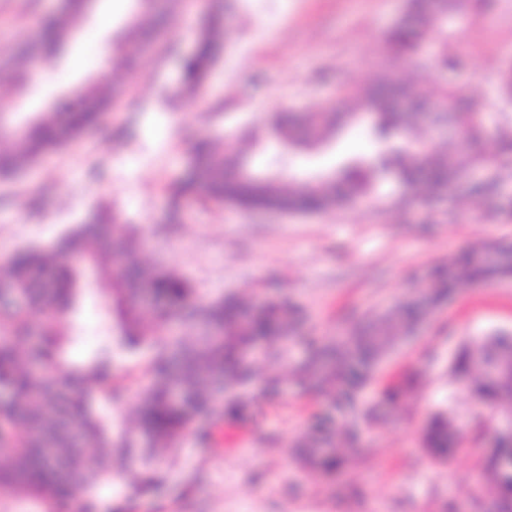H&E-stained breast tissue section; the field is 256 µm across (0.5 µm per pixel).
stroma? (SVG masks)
Instances as JSON below:
<instances>
[{"label": "stroma", "mask_w": 512, "mask_h": 512, "mask_svg": "<svg viewBox=\"0 0 512 512\" xmlns=\"http://www.w3.org/2000/svg\"><path fill=\"white\" fill-rule=\"evenodd\" d=\"M405 3L164 0L153 42L144 48L126 40L133 0H93L81 27L85 41L69 44L61 62L39 65L25 95L0 80V113L19 118L98 77L99 44L138 58L135 72L111 69L116 95L96 125L16 178L0 179V258L29 244L51 246L101 206L141 226L148 237L142 260L162 261L186 278L199 301L228 293L257 301L285 296L303 312L284 360L254 354L248 391L259 401L251 415L184 432L163 467L160 490L135 497L113 479L97 512L122 501L127 512H473V478L486 442L463 441L444 464L420 436L438 410L468 424L471 401L450 364L463 343L512 329V277L455 294L416 337L382 359L360 395L372 416L357 420L358 439L344 450L340 470L310 467L300 455L302 437L336 434L342 416L330 396L300 383L292 369L307 338L336 335L366 313L415 295L420 279L466 248L512 241V161L498 170V193L479 197L460 189L426 206H393L388 186L381 203L321 214L249 212L193 197L181 201L178 216L170 214V187L185 176L199 138L226 153L244 152L254 167L279 172L286 184L369 153L364 121L308 156L281 157L275 142L258 146L248 133L262 129L279 106L314 112L367 87L384 60L380 37L402 17ZM59 6L60 0H0V60L36 38L40 18ZM219 9L223 43L204 82L188 90L179 58ZM107 10L112 25L103 28L98 18ZM444 32L458 70L443 76L410 68L405 77L431 95L447 84L467 93L488 114L479 148L495 153L501 132L512 128V103L501 97V71L512 59V0H464L449 11ZM73 321L79 334L63 349L67 362L105 334L97 291L81 293ZM150 358L147 349L120 358L128 391L109 410L113 426L135 415ZM412 372L422 378L416 394L403 406L388 404L384 389Z\"/></svg>", "instance_id": "obj_1"}]
</instances>
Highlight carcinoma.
I'll use <instances>...</instances> for the list:
<instances>
[{
	"label": "carcinoma",
	"mask_w": 512,
	"mask_h": 512,
	"mask_svg": "<svg viewBox=\"0 0 512 512\" xmlns=\"http://www.w3.org/2000/svg\"><path fill=\"white\" fill-rule=\"evenodd\" d=\"M92 0H62L58 12L40 20L41 33L22 45L4 67L5 78L18 93L31 85L32 63L58 61L78 32L75 22L89 11ZM137 10L128 36L145 41L156 18L154 0H135ZM461 0H407L406 19L381 36L387 54L416 66L423 45L442 32L441 21ZM223 21L210 20L192 52L180 59L182 81L190 88L202 83L214 62L213 47L222 37ZM114 90L102 80H89L56 99L41 112L23 120L0 117V140L11 142L0 150V176L19 174L48 150L81 135L110 107ZM358 109L330 107L300 115L286 108L271 112L264 135L283 145L317 150L328 145L361 116L369 117L374 149L358 158L341 160L328 173L297 178L288 191L277 187L279 175L253 172L239 153L224 155L204 138L195 145V164L174 188L173 200L197 197L252 211L319 213L349 208L379 199L383 184L392 181L411 192L412 201L448 191V184L482 165L487 156L463 153L448 142V155L415 134L420 114L436 109L432 123L461 129L466 136L481 135L478 112L460 89L447 85L434 97L416 92L390 69L358 94ZM141 230L121 222L111 210H100L85 224L63 232L50 249L37 245L19 248L0 274V493L20 489L41 500L45 512H92L100 490L112 480V467L121 466L131 493L154 489L162 480L156 460L169 455L177 437L201 420L244 418L254 398L238 390L252 377L244 351L260 343L273 361L281 360L286 343L295 335L300 311L286 300L256 306L230 295L206 304L193 300V289L162 264L139 261ZM499 261L490 268L473 261L474 247L448 261V274L434 277L430 298H410L394 309L373 314L347 333L328 342L311 339L308 354L295 374L317 390L330 391L341 412L354 408L359 388L371 377L384 355L428 315L426 305L440 301L465 282L490 284L512 272V248L498 247ZM119 262L107 282L103 309L111 321L109 334L76 363L58 356L73 341L72 314L84 272L101 260ZM152 298L153 328H142L139 296ZM51 315L40 327L36 343L20 350L18 342L32 336L27 311ZM147 348L153 352L146 368L147 383L139 392V409L132 426L112 430L110 419L96 404L117 403L123 394L113 385L116 358ZM495 363L501 373L490 377L482 366ZM451 372L468 383L479 414L512 412V343L483 336L466 343L451 364ZM421 385L412 373L387 398L399 403ZM454 416L438 411L428 420L423 444L440 462L451 457ZM484 458L473 485L472 498L482 509L486 497L495 512H512V439ZM310 454L327 468L339 464L338 449L329 440L311 439Z\"/></svg>",
	"instance_id": "1"
}]
</instances>
